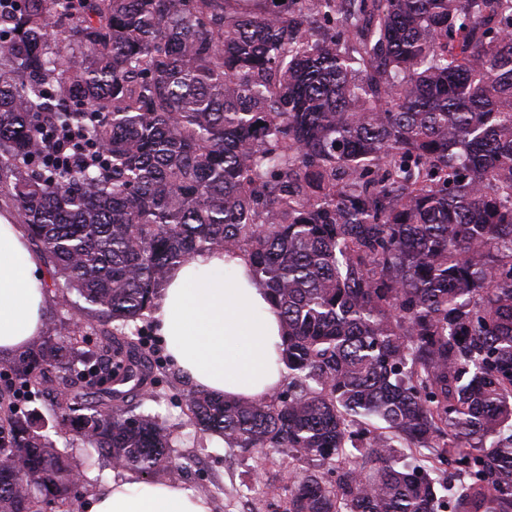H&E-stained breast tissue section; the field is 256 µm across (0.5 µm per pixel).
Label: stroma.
Segmentation results:
<instances>
[{
  "instance_id": "obj_1",
  "label": "stroma",
  "mask_w": 512,
  "mask_h": 512,
  "mask_svg": "<svg viewBox=\"0 0 512 512\" xmlns=\"http://www.w3.org/2000/svg\"><path fill=\"white\" fill-rule=\"evenodd\" d=\"M49 268V263H42L39 274L41 281L47 284L44 333L53 336L61 328L86 325L90 316L76 295L65 294L62 286L50 285ZM138 326L145 351L158 365L155 390L160 399L158 403L146 405L145 410L159 415L168 428L173 455L192 460L186 470L160 473V480L177 482L208 496L214 512H274L291 474L287 457L271 449L244 454L238 449L220 446L217 437L201 433L186 407L192 383L172 364L152 317L139 320ZM25 404L49 423L48 434L56 447L69 449L80 460L91 456V449L84 447L72 433L52 427V412L44 394L29 388Z\"/></svg>"
}]
</instances>
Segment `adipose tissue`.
<instances>
[{"label": "adipose tissue", "mask_w": 512, "mask_h": 512, "mask_svg": "<svg viewBox=\"0 0 512 512\" xmlns=\"http://www.w3.org/2000/svg\"><path fill=\"white\" fill-rule=\"evenodd\" d=\"M40 259L20 225L0 216V353L38 342L45 293ZM152 316L174 364L199 389L245 402L283 381L284 329L246 255H196L169 272ZM210 502L172 482L110 481L83 512H211Z\"/></svg>", "instance_id": "ef3b65f1"}]
</instances>
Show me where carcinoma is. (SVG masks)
Instances as JSON below:
<instances>
[{
    "label": "carcinoma",
    "mask_w": 512,
    "mask_h": 512,
    "mask_svg": "<svg viewBox=\"0 0 512 512\" xmlns=\"http://www.w3.org/2000/svg\"><path fill=\"white\" fill-rule=\"evenodd\" d=\"M2 191L112 343L8 367L101 457L191 465L137 411L139 330L111 324L239 250L288 388L186 402L302 465L285 512H512V0H0ZM82 468L0 391V512L71 505Z\"/></svg>",
    "instance_id": "obj_1"
}]
</instances>
